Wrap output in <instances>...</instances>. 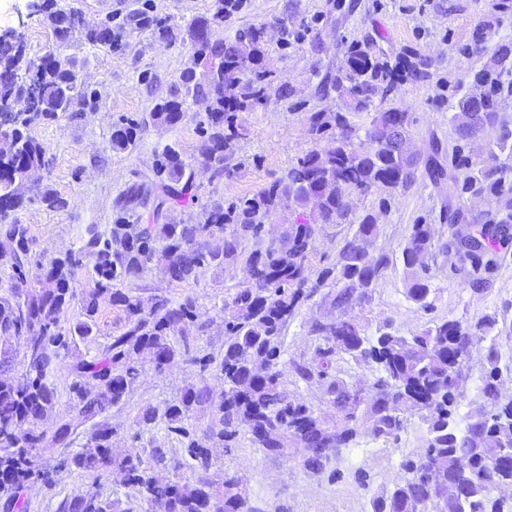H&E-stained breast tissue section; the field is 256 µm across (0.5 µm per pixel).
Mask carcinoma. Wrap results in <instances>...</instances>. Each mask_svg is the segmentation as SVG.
<instances>
[{
    "mask_svg": "<svg viewBox=\"0 0 512 512\" xmlns=\"http://www.w3.org/2000/svg\"><path fill=\"white\" fill-rule=\"evenodd\" d=\"M212 17H202L188 27L192 66L181 83L170 90L152 113L154 121L175 126L183 118L187 99L208 101V133L204 157L218 174L224 158L233 154L238 133L235 113L251 112L266 100L274 85V72L266 68L264 27L252 26L234 38L203 37L224 19V0H216ZM151 0L119 19L107 17L98 28L80 31L93 44L115 50L121 40L111 32L153 29L159 37L168 27L152 14ZM202 72H197L198 66ZM27 72L37 91L32 112L5 113L0 122L11 132L0 148V270H9L10 294L0 295V336L14 339L22 348V369L15 370V355L0 350V512H26L27 493L40 484L50 488L57 473L80 471L90 477L85 493L59 504L58 512H118L116 502L104 494V482L112 471L124 476L136 489L140 504L161 512H256L246 489L230 473L218 488L210 478L219 457L216 448H231L245 430L255 448L271 456L298 458L303 466L322 469L329 451L357 444L360 422L370 423L367 433L385 442L397 439L408 418L420 416L427 425L426 451L402 464L404 476L386 497L372 501V512H512V497L494 495L500 486L512 485V461H496L495 451H512V399L500 395L501 369L495 342L488 341L498 325L485 315L473 322L442 320L410 336L389 330L385 324L368 336L358 324L339 319L314 332L324 337L318 347V368L295 365L305 381L326 386L336 422L328 424L303 404L288 400L279 369L281 347L288 319L307 288L316 289L334 277L336 306L361 304L368 290L377 286L388 269L389 255L369 258L359 242L375 237L379 227L373 214L362 216L354 236L340 247L336 265L311 280L309 258L315 250L322 224H341L350 213L343 200L348 190L383 195L388 204L395 191L409 188L419 166L434 184L448 183V196L465 194L494 199L492 210L466 216L464 205L457 214L475 232L434 246L432 225L414 224L401 256L410 270L408 296L425 309L431 280L426 258L434 249L455 258L451 269L471 276L480 270L482 256L512 240V126L501 121L498 107L503 93L512 96V44H499L483 56L480 66L468 73L462 93L451 105L449 118L456 141L470 145L482 138V130L495 133L482 147V160L474 162L453 146L451 164L464 174L448 176L446 154L440 143L424 160L404 154L395 129L408 136L413 124L409 112L382 108L375 98H385L393 88L395 69L381 61L373 49L354 44L335 78L324 79L342 101L336 112H316L311 131L333 137L334 146L314 149L286 174L258 193L224 207L216 203L203 210L196 224L157 223L170 202L194 197L192 173L180 153L171 146L155 155L152 177L129 186L116 200V217L107 229L94 233L77 252L53 258L34 282L28 281L26 225L10 219L24 202L22 187L29 175L45 168V149L28 131L38 116L51 119L76 103H92L94 93L78 83L73 59L49 54L39 63L21 60L17 44L0 39V101L20 94L19 76ZM373 111L365 129L353 121L360 112ZM364 135H359V131ZM136 128L119 126L112 133V148L126 150L135 141ZM154 206L156 222L132 223L140 210ZM302 212L300 223L288 224L273 235L265 221L277 212ZM256 248L247 252L244 243ZM169 257L165 275L172 283L197 279L205 268L240 262L249 287L239 289L224 302V355L217 359L191 350L189 332L203 333L193 299L174 301L155 295L147 300L116 287L124 280L141 279L152 270L156 246ZM92 262L94 288L77 293L78 270L84 259ZM106 298L126 314L123 331L111 337L101 358H75L67 362L60 351H69L71 337L92 333L99 299ZM79 303L81 320L69 331L60 322L73 303ZM485 346L487 368L480 391L489 409L468 420L456 417L461 382L471 351ZM151 356L161 373L181 357L205 372L216 371L224 391L213 398L206 387L187 386L164 410L168 432L176 436L180 450L155 446L148 451L112 448L114 429L110 409L129 400L141 373V355ZM344 353L372 367L375 378L369 390L351 388L330 379L328 358ZM60 369L70 378L69 400L73 414L57 418L51 431L41 429L55 408V391L48 376ZM201 406L211 410L205 427L189 422ZM92 423L87 445L73 451L78 430ZM58 452L55 463H38L41 451ZM437 461L433 486L418 485L412 474ZM169 469L173 477L160 483L152 472Z\"/></svg>",
    "mask_w": 512,
    "mask_h": 512,
    "instance_id": "obj_1",
    "label": "carcinoma"
}]
</instances>
